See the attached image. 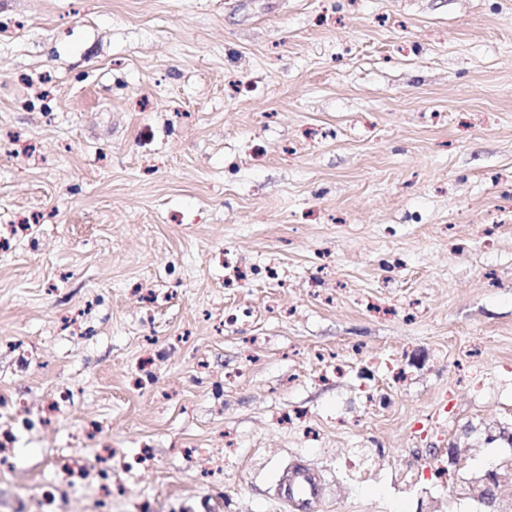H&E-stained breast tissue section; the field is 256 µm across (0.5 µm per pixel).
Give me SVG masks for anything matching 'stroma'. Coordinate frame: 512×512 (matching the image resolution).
Returning <instances> with one entry per match:
<instances>
[{"instance_id": "stroma-1", "label": "stroma", "mask_w": 512, "mask_h": 512, "mask_svg": "<svg viewBox=\"0 0 512 512\" xmlns=\"http://www.w3.org/2000/svg\"><path fill=\"white\" fill-rule=\"evenodd\" d=\"M24 221L11 512H287L296 462L316 512H431L396 472L512 442V0H0ZM102 447L111 493L63 479ZM281 501L292 512H313L322 498L320 476L303 463L285 469L277 483Z\"/></svg>"}]
</instances>
